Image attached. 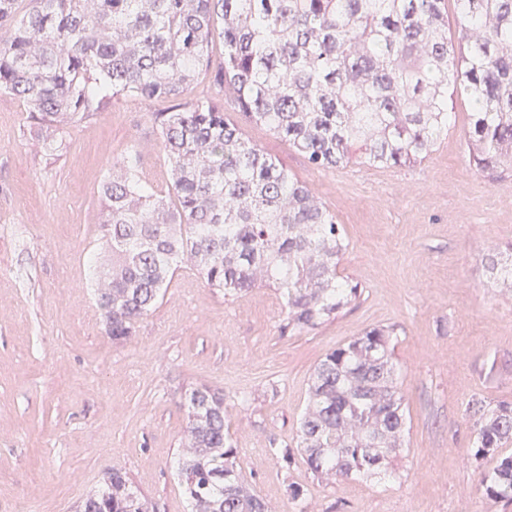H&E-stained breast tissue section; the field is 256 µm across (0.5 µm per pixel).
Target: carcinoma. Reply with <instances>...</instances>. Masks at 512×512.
<instances>
[{"mask_svg": "<svg viewBox=\"0 0 512 512\" xmlns=\"http://www.w3.org/2000/svg\"><path fill=\"white\" fill-rule=\"evenodd\" d=\"M0 0V94L18 98L34 145L121 98L170 103L153 113L165 157L162 180L136 159L111 163L100 185L102 241L92 261L104 331L114 340L164 297L181 266L239 296L277 290L283 329L308 331L357 301L360 284L339 267L347 249L336 215L224 116V91L243 117L288 140L316 169L354 160L403 166L425 158L453 123L448 99L468 100V147L477 169H512V0H34L18 17ZM207 89L185 98L209 63ZM490 278L512 288V264L488 257ZM392 328H373L315 368L297 449L327 481L396 474L409 413ZM481 484L512 502V403L469 404ZM179 476L190 512H273L243 475L224 425V395L188 396ZM76 512H153L127 475Z\"/></svg>", "mask_w": 512, "mask_h": 512, "instance_id": "cac0c4a2", "label": "carcinoma"}]
</instances>
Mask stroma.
<instances>
[{
	"mask_svg": "<svg viewBox=\"0 0 512 512\" xmlns=\"http://www.w3.org/2000/svg\"><path fill=\"white\" fill-rule=\"evenodd\" d=\"M432 153L406 166L318 170L271 132L226 115L335 213L349 246L342 275L359 300L316 329L285 332L276 290L235 299L179 269L129 339L102 329L90 286L99 250V187L136 153L160 176L152 120L162 103L119 100L67 129L53 154L33 150L22 103L0 94V512H73L122 467L156 512H189L176 470L186 397L224 395L238 461L276 512H512L485 495L472 455V400L512 402V296L486 271L512 247V174L472 163L467 101ZM395 328L394 359L410 415L392 478L329 483L296 447L311 375L327 353L376 327Z\"/></svg>",
	"mask_w": 512,
	"mask_h": 512,
	"instance_id": "obj_1",
	"label": "stroma"
}]
</instances>
